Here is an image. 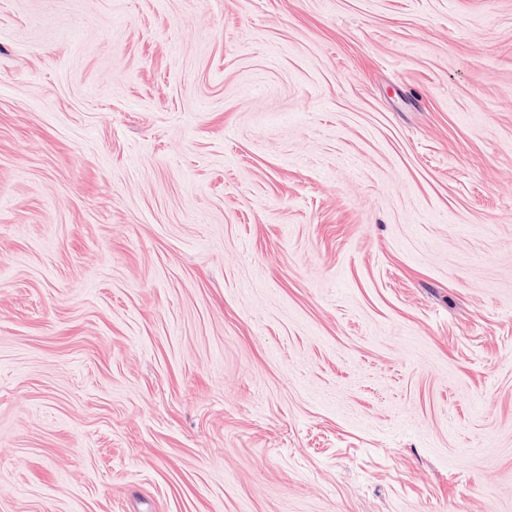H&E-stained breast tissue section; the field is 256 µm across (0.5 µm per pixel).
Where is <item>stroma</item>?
I'll return each instance as SVG.
<instances>
[{
  "label": "stroma",
  "instance_id": "1",
  "mask_svg": "<svg viewBox=\"0 0 512 512\" xmlns=\"http://www.w3.org/2000/svg\"><path fill=\"white\" fill-rule=\"evenodd\" d=\"M0 512H512V0H0Z\"/></svg>",
  "mask_w": 512,
  "mask_h": 512
}]
</instances>
